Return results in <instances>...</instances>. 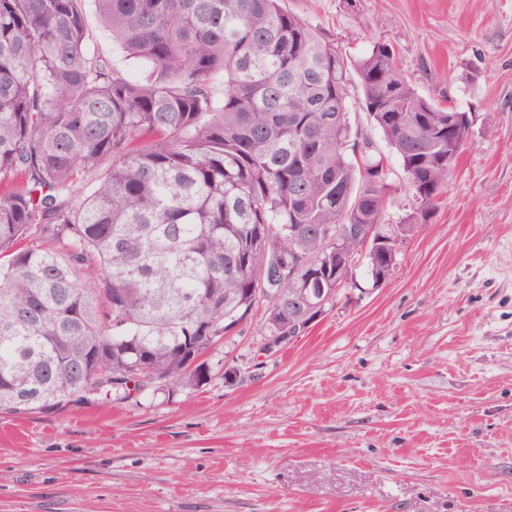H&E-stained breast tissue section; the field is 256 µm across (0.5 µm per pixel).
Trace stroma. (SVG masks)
<instances>
[{"label":"stroma","instance_id":"stroma-1","mask_svg":"<svg viewBox=\"0 0 512 512\" xmlns=\"http://www.w3.org/2000/svg\"><path fill=\"white\" fill-rule=\"evenodd\" d=\"M284 5L471 112L428 224L284 351L254 314L202 388L0 413V512H512V0Z\"/></svg>","mask_w":512,"mask_h":512}]
</instances>
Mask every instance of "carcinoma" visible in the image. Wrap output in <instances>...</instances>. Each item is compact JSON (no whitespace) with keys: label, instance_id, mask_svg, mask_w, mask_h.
<instances>
[{"label":"carcinoma","instance_id":"carcinoma-1","mask_svg":"<svg viewBox=\"0 0 512 512\" xmlns=\"http://www.w3.org/2000/svg\"><path fill=\"white\" fill-rule=\"evenodd\" d=\"M86 0H0V412L202 387L226 318L262 294L266 328L304 288L275 266L336 251L317 231L381 224L395 173L355 158L370 123L421 198L447 185L448 113L376 42L350 59L284 0H94L140 77L89 46ZM300 228L293 233L291 229ZM385 247L362 262L372 284Z\"/></svg>","mask_w":512,"mask_h":512}]
</instances>
